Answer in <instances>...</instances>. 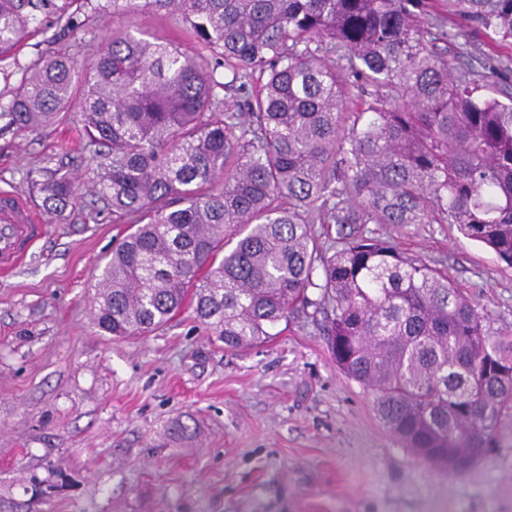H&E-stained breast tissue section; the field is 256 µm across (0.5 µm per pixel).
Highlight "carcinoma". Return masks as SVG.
<instances>
[{"mask_svg": "<svg viewBox=\"0 0 512 512\" xmlns=\"http://www.w3.org/2000/svg\"><path fill=\"white\" fill-rule=\"evenodd\" d=\"M427 6L0 0L1 56L43 22L83 30L88 9L163 10L196 46L115 28L82 74L66 53L25 65L0 118L35 131L81 97L104 159L89 193L132 225L92 284L101 335L144 336L189 303L239 350L311 307L390 433L463 475L512 420V334L365 225L455 224L512 265V67L453 52L459 34L447 14L420 21ZM449 13L512 42V0H448ZM26 183L55 215L81 192L61 160Z\"/></svg>", "mask_w": 512, "mask_h": 512, "instance_id": "obj_1", "label": "carcinoma"}]
</instances>
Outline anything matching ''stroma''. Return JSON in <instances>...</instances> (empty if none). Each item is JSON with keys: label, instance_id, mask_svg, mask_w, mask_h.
Wrapping results in <instances>:
<instances>
[{"label": "stroma", "instance_id": "obj_1", "mask_svg": "<svg viewBox=\"0 0 512 512\" xmlns=\"http://www.w3.org/2000/svg\"><path fill=\"white\" fill-rule=\"evenodd\" d=\"M122 24L163 41L184 32L152 10L92 14L76 34L50 27L0 60V96L40 57L65 52L89 68ZM60 159L91 178L72 115L34 132L0 119V190L30 198L44 225L25 261L0 275V512H512V426L506 447L466 474L431 467L337 367L321 315L245 351L186 311L138 339L96 332L91 286L128 226L87 195L46 213L22 177ZM372 230L446 272L491 329L512 327V268L492 250L451 224ZM188 418L195 434H174Z\"/></svg>", "mask_w": 512, "mask_h": 512}]
</instances>
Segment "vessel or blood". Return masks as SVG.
<instances>
[{
	"instance_id": "b4317fda",
	"label": "vessel or blood",
	"mask_w": 512,
	"mask_h": 512,
	"mask_svg": "<svg viewBox=\"0 0 512 512\" xmlns=\"http://www.w3.org/2000/svg\"><path fill=\"white\" fill-rule=\"evenodd\" d=\"M41 233V222L13 192H0V270L10 271L27 254Z\"/></svg>"
}]
</instances>
